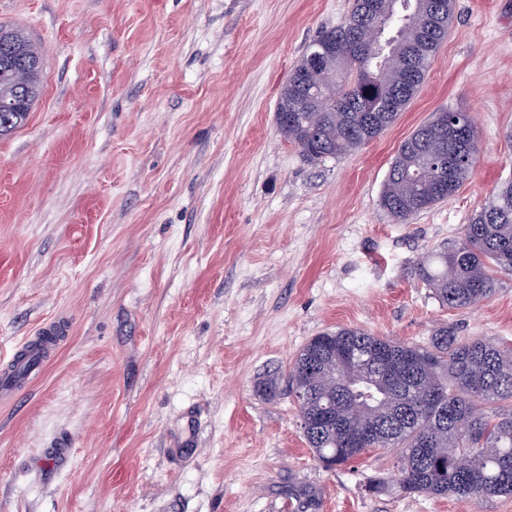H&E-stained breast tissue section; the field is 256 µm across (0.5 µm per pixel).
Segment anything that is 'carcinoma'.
<instances>
[{
  "mask_svg": "<svg viewBox=\"0 0 512 512\" xmlns=\"http://www.w3.org/2000/svg\"><path fill=\"white\" fill-rule=\"evenodd\" d=\"M380 15L353 0L344 22L321 31L314 42L336 43L321 63L305 51L282 85L276 111L293 109L296 92L319 100L320 121L296 112L278 126L282 138L303 159L318 164L340 158L380 136L417 94L448 35L452 0H383ZM38 52L21 28L0 25L3 54L30 63ZM42 90V65L31 72L0 64V136L18 128ZM473 123L454 126L442 112L400 145L381 196L398 223L453 196L470 176L477 152ZM512 271V184L497 190L465 225L461 242L444 248L419 267L434 296L452 309L470 308L495 290L492 273ZM340 342L394 353L419 346L394 341L356 327H338L312 337L289 373L291 390L303 389L297 406L309 421L305 440L316 458L343 465L359 457L347 443L346 429L319 418L325 407L364 436L365 448H396L397 480L403 492L455 498L512 496V345L463 339L437 329L426 346L435 364L417 368L418 379L400 388L370 387L340 393L336 363L327 351ZM428 452L418 451L421 441ZM469 465L461 468L458 459Z\"/></svg>",
  "mask_w": 512,
  "mask_h": 512,
  "instance_id": "1",
  "label": "carcinoma"
}]
</instances>
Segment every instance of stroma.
<instances>
[{
	"instance_id": "1",
	"label": "stroma",
	"mask_w": 512,
	"mask_h": 512,
	"mask_svg": "<svg viewBox=\"0 0 512 512\" xmlns=\"http://www.w3.org/2000/svg\"><path fill=\"white\" fill-rule=\"evenodd\" d=\"M352 0H0L43 88L0 137V367L66 319L40 379L0 400V512H512V497L409 496L396 449L327 469L286 378L324 331L512 343V272L477 306L418 275L512 183V0H453L398 120L311 165L281 137L280 86ZM470 113L480 153L407 223L381 206L400 143ZM385 481L382 492L371 484Z\"/></svg>"
}]
</instances>
